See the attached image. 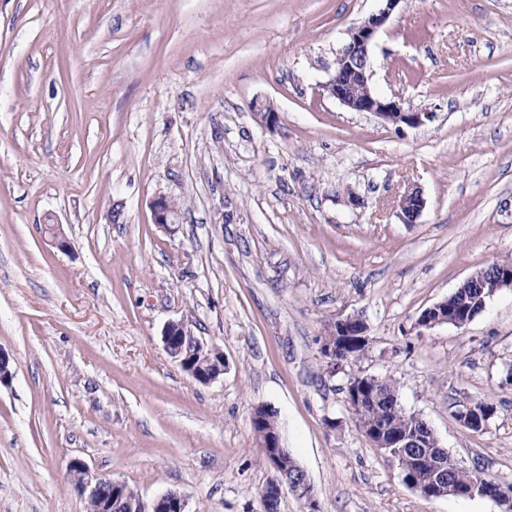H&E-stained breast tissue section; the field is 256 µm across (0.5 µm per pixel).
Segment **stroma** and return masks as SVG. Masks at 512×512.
<instances>
[{"label":"stroma","instance_id":"35a3bbf8","mask_svg":"<svg viewBox=\"0 0 512 512\" xmlns=\"http://www.w3.org/2000/svg\"><path fill=\"white\" fill-rule=\"evenodd\" d=\"M380 6L0 0V512H88L75 459L147 500L263 512L260 405L320 512H501L408 487L346 386L391 377L453 459L512 484V289L465 326H415L512 260V0H401L371 85L433 113L416 128L323 89ZM411 186L425 208L408 225L392 202ZM159 197L179 208L168 231ZM356 314L368 350L329 373L320 338ZM180 320L223 351L214 381L165 352ZM480 400L496 413L474 432L457 413ZM154 222L159 227L170 230L172 224L178 221V211L173 207L172 202L165 197L156 198L152 204Z\"/></svg>","mask_w":512,"mask_h":512}]
</instances>
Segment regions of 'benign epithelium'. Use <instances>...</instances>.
<instances>
[{
  "instance_id": "obj_1",
  "label": "benign epithelium",
  "mask_w": 512,
  "mask_h": 512,
  "mask_svg": "<svg viewBox=\"0 0 512 512\" xmlns=\"http://www.w3.org/2000/svg\"><path fill=\"white\" fill-rule=\"evenodd\" d=\"M383 6L371 14L361 24L350 29L348 41L336 57V68L329 80L323 85L328 95L354 112H367L386 123L419 127L433 118L431 112H416L403 107L402 103L383 98L375 94L370 82L373 75V62L370 54L377 33L389 20L400 0H382ZM425 200L418 188H407L395 199V212L403 224L417 222ZM154 223L168 230L177 223L178 211L165 197L152 202ZM462 321L448 318V300H443L426 310L417 319L419 328L430 329L436 325L453 324L463 326ZM367 327L362 317L351 315L339 319L331 325L321 337V354L329 372L334 374L341 369L337 354L343 349H351L368 340ZM167 354L181 368L201 383H209L224 373V354L209 346L196 336L184 321L169 322L162 334ZM379 377L366 375L350 384L349 409L353 414L362 412L364 400L376 394ZM495 411L482 402H475L459 411L458 418L464 425L485 429ZM260 448L269 461L274 476L264 487L261 502L264 512H278L284 490H289L299 500L304 512H318V501L307 474L298 478L286 477L282 469L281 457L285 452L279 429L272 427L262 431ZM77 490L87 502L97 501L99 512H112V490L118 482H106L103 476L91 472L82 462L74 460L69 466ZM424 493L436 496L461 495L465 497H488L498 503L502 512H512V492L502 485L493 486L483 476L478 477L468 489L459 491L452 486H444L443 481L434 478L424 488ZM129 512H190L186 495L178 491H168L150 501L142 498L129 504Z\"/></svg>"
}]
</instances>
